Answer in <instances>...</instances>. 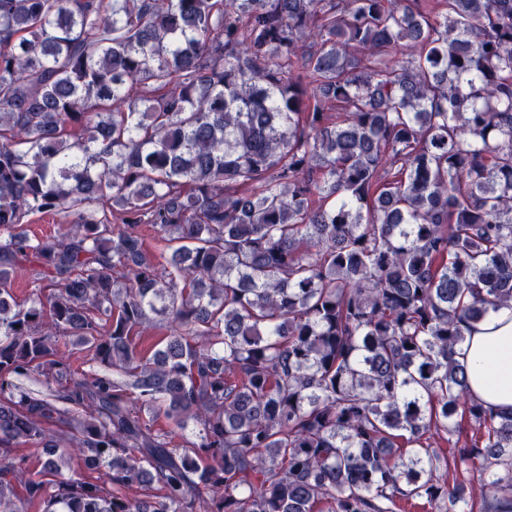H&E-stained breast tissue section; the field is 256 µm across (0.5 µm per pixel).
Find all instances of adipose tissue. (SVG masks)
I'll return each instance as SVG.
<instances>
[{"label": "adipose tissue", "mask_w": 512, "mask_h": 512, "mask_svg": "<svg viewBox=\"0 0 512 512\" xmlns=\"http://www.w3.org/2000/svg\"><path fill=\"white\" fill-rule=\"evenodd\" d=\"M464 344L456 353L467 369L475 399L494 410L512 412V306L462 326Z\"/></svg>", "instance_id": "adipose-tissue-1"}]
</instances>
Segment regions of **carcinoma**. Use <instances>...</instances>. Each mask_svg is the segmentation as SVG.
<instances>
[{"mask_svg": "<svg viewBox=\"0 0 512 512\" xmlns=\"http://www.w3.org/2000/svg\"><path fill=\"white\" fill-rule=\"evenodd\" d=\"M444 4L0 0V512H512V0ZM63 221L64 219L60 215L36 214L30 216V223L27 224V229L31 235L48 237L54 235L59 224ZM40 269L36 259L32 256L20 259L14 266L12 272V288L18 302L22 303L28 300L35 286H43L48 283L46 279L36 281V277H41V275H36ZM462 333L466 340L455 359L467 369L473 397L499 413H511L512 306L462 324Z\"/></svg>", "mask_w": 512, "mask_h": 512, "instance_id": "1", "label": "carcinoma"}]
</instances>
